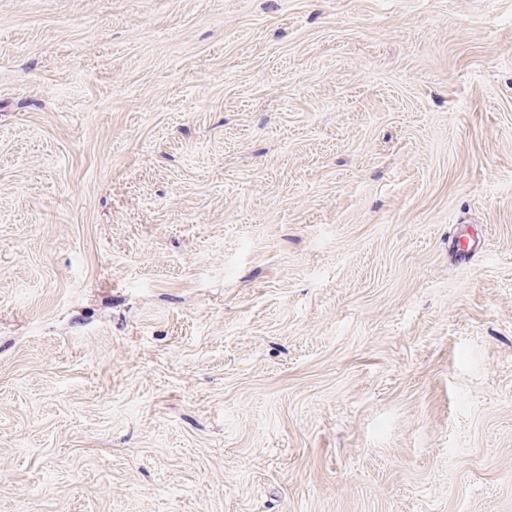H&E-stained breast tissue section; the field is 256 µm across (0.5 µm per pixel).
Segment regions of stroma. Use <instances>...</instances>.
I'll use <instances>...</instances> for the list:
<instances>
[{
    "mask_svg": "<svg viewBox=\"0 0 512 512\" xmlns=\"http://www.w3.org/2000/svg\"><path fill=\"white\" fill-rule=\"evenodd\" d=\"M0 512H512V0H0Z\"/></svg>",
    "mask_w": 512,
    "mask_h": 512,
    "instance_id": "stroma-1",
    "label": "stroma"
}]
</instances>
